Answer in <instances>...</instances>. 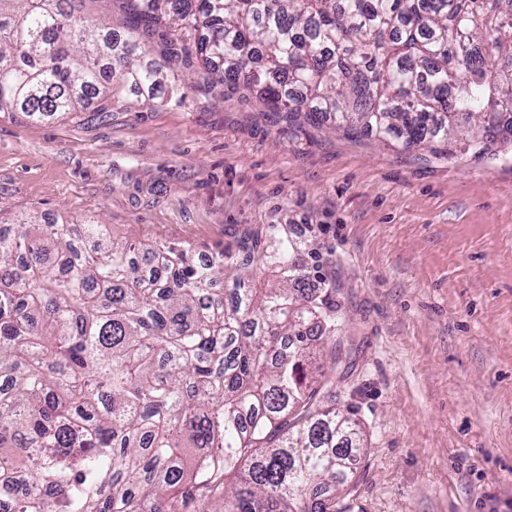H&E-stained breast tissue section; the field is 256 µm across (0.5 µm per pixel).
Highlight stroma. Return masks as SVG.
I'll return each instance as SVG.
<instances>
[{
  "mask_svg": "<svg viewBox=\"0 0 512 512\" xmlns=\"http://www.w3.org/2000/svg\"><path fill=\"white\" fill-rule=\"evenodd\" d=\"M121 39L117 0H73ZM41 122L0 112V224L45 215L179 242L251 228L318 249L343 324L336 403L366 450L352 512H512V160L454 162L297 128L201 66ZM305 265L315 260L302 256Z\"/></svg>",
  "mask_w": 512,
  "mask_h": 512,
  "instance_id": "35a3bbf8",
  "label": "stroma"
}]
</instances>
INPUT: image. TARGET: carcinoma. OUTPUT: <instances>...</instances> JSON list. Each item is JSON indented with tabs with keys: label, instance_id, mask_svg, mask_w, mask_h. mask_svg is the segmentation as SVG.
Here are the masks:
<instances>
[{
	"label": "carcinoma",
	"instance_id": "1",
	"mask_svg": "<svg viewBox=\"0 0 512 512\" xmlns=\"http://www.w3.org/2000/svg\"><path fill=\"white\" fill-rule=\"evenodd\" d=\"M65 0H0V112L150 100L145 40ZM218 83L304 127L508 159L512 0H122ZM257 232L199 261L106 224H0V499L11 512H351L363 451L336 409V288ZM276 284L255 288L253 274Z\"/></svg>",
	"mask_w": 512,
	"mask_h": 512
}]
</instances>
